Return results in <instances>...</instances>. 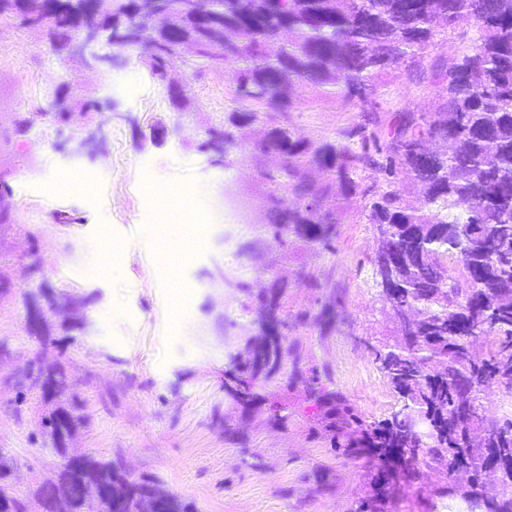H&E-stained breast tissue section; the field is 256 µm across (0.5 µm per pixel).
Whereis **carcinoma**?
I'll use <instances>...</instances> for the list:
<instances>
[{
	"mask_svg": "<svg viewBox=\"0 0 512 512\" xmlns=\"http://www.w3.org/2000/svg\"><path fill=\"white\" fill-rule=\"evenodd\" d=\"M210 2L201 14L192 0H0V24L40 34L64 62L74 40L103 29L105 45L134 53L177 111L190 106L193 76L227 69L230 126L208 127L198 151L220 140L224 150L213 162L231 166L243 149L234 128L259 127L253 189L263 230L284 256L336 252L344 201L352 198L356 220L371 225L378 242L367 276L384 333L369 349L396 406L369 418L326 383L329 374L315 371L304 381L308 414L336 454L367 463L368 493L355 512H397L409 488L467 507L477 496L484 512H512V415L491 417L483 405L492 385L512 399V0ZM464 18L469 29L461 32ZM186 41L197 45L192 58L179 56ZM441 42L448 52L434 53ZM391 76L444 95L425 112L399 108L388 99ZM298 88L372 116L335 140L301 136L292 121L306 103ZM76 109L89 122L103 106L57 97L14 124L20 132L44 118L68 125ZM239 287L257 300L250 310L256 335L230 358V395L247 405L275 377L296 379L291 332L312 324L327 335L335 306L345 302L336 296L332 305L317 300L292 312L288 286L277 279L256 293ZM45 299L65 322L82 329L90 321L65 292ZM25 379L54 403L41 436L51 442L63 428L72 437L86 416L67 396L65 369L39 367ZM490 449L502 477L486 484L478 461ZM59 455L63 462L30 503L10 482L16 458L0 450V498L10 512L43 506L49 486L73 474L115 494L112 512H140L148 492L159 512H189L179 495L131 478L115 461L66 447ZM431 473L444 483H428Z\"/></svg>",
	"mask_w": 512,
	"mask_h": 512,
	"instance_id": "carcinoma-1",
	"label": "carcinoma"
}]
</instances>
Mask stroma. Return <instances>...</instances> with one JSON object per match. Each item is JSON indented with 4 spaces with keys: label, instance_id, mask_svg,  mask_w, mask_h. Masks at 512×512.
Wrapping results in <instances>:
<instances>
[{
    "label": "stroma",
    "instance_id": "stroma-1",
    "mask_svg": "<svg viewBox=\"0 0 512 512\" xmlns=\"http://www.w3.org/2000/svg\"><path fill=\"white\" fill-rule=\"evenodd\" d=\"M112 72L100 77L80 59L63 62L38 34L0 27V128L10 134L5 160L10 195L0 205L12 223L0 226V448L18 461V496L53 476L61 459L44 445L40 422L48 406L21 389L27 365L64 366L71 395L89 417L69 443L124 464L134 478L179 494L194 512H351L365 494L362 461L338 457L308 417L304 386L284 379L267 388L265 406H242L227 393L229 356L255 331L238 283L268 286L272 274L312 273L321 295L345 300L332 335L302 326L288 343L301 371L327 366L332 387L368 417L390 412L395 398L377 371L365 339L378 335L381 315L360 265L376 242L370 225H342L332 254L306 251L287 259L279 243L247 224L226 223L210 204L225 187L252 184L253 128L234 166L210 165L195 145L205 129L227 120L231 87L224 74L191 82L190 110L175 113L166 91L127 51L112 49ZM110 104L97 117L93 157L64 155L55 126L17 135L12 120L55 96ZM363 112L320 102L294 114L304 136L335 137ZM177 177L190 193L188 210L170 209L150 185ZM151 224H174L190 251L171 268L144 248ZM43 270L32 273L30 250ZM57 288L85 304L97 332L64 331L48 315L50 336L27 329L30 303ZM285 405L286 425L270 420ZM332 491H324L322 480Z\"/></svg>",
    "mask_w": 512,
    "mask_h": 512
}]
</instances>
